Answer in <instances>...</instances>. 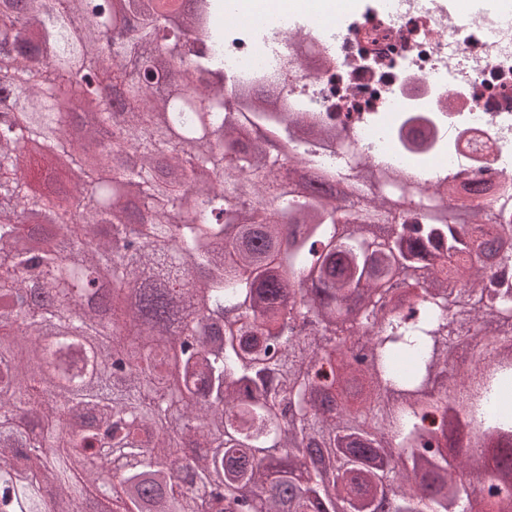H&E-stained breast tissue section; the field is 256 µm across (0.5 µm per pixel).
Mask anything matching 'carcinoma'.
Listing matches in <instances>:
<instances>
[{"mask_svg":"<svg viewBox=\"0 0 512 512\" xmlns=\"http://www.w3.org/2000/svg\"><path fill=\"white\" fill-rule=\"evenodd\" d=\"M0 0V512H512V224L370 197L224 94V0ZM84 134L62 91L93 77ZM292 146L279 171L273 144ZM67 159L77 209L31 189ZM424 270L396 292L400 273ZM293 409L292 419L281 407Z\"/></svg>","mask_w":512,"mask_h":512,"instance_id":"cac0c4a2","label":"carcinoma"}]
</instances>
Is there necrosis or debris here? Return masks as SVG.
I'll return each mask as SVG.
<instances>
[{
    "mask_svg": "<svg viewBox=\"0 0 512 512\" xmlns=\"http://www.w3.org/2000/svg\"><path fill=\"white\" fill-rule=\"evenodd\" d=\"M331 0L235 4L224 74L286 95L292 112L346 120L321 162L412 174L416 186L493 179L479 204L512 224V0H358L338 31Z\"/></svg>",
    "mask_w": 512,
    "mask_h": 512,
    "instance_id": "obj_1",
    "label": "necrosis or debris"
}]
</instances>
